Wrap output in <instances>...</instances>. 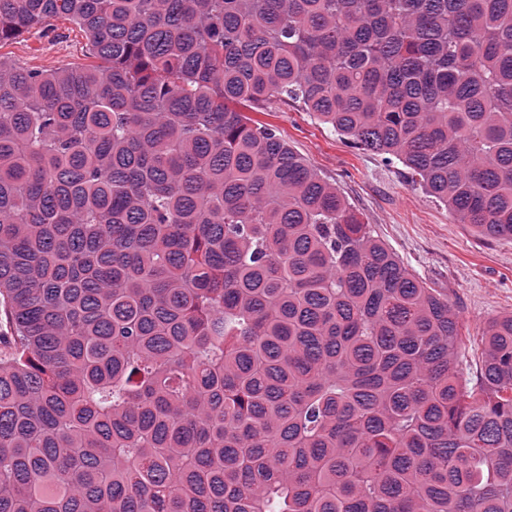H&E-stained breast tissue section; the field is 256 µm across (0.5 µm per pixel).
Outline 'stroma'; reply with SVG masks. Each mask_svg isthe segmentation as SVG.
I'll return each instance as SVG.
<instances>
[{
  "instance_id": "stroma-1",
  "label": "stroma",
  "mask_w": 512,
  "mask_h": 512,
  "mask_svg": "<svg viewBox=\"0 0 512 512\" xmlns=\"http://www.w3.org/2000/svg\"><path fill=\"white\" fill-rule=\"evenodd\" d=\"M0 56L37 69L79 67L89 61L84 34L62 20L1 43ZM258 119L275 126L297 154L335 183L405 265L429 287L447 293L464 335L461 376L475 384L485 322L512 314V238L484 237L458 223L447 206L409 182L401 163L349 145L297 104L272 103Z\"/></svg>"
}]
</instances>
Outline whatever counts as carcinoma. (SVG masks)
<instances>
[{"label":"carcinoma","instance_id":"obj_1","mask_svg":"<svg viewBox=\"0 0 512 512\" xmlns=\"http://www.w3.org/2000/svg\"><path fill=\"white\" fill-rule=\"evenodd\" d=\"M0 512H512V315L461 326L267 123L512 237V0H0ZM2 57L37 69L79 67L89 63L87 40L69 22L37 26L0 47Z\"/></svg>","mask_w":512,"mask_h":512}]
</instances>
